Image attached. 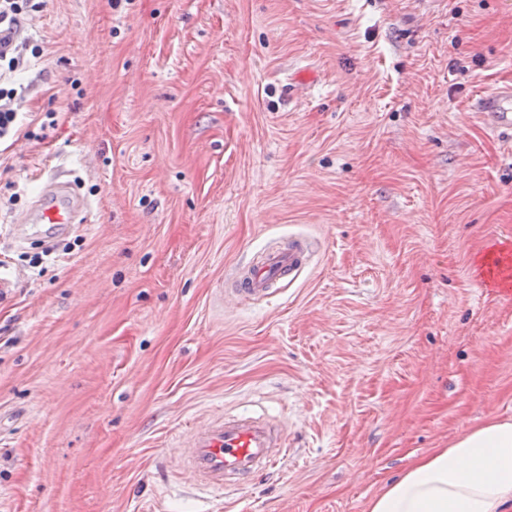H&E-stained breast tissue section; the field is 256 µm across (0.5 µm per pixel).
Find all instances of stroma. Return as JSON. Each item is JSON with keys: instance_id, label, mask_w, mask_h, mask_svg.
Returning <instances> with one entry per match:
<instances>
[{"instance_id": "stroma-1", "label": "stroma", "mask_w": 512, "mask_h": 512, "mask_svg": "<svg viewBox=\"0 0 512 512\" xmlns=\"http://www.w3.org/2000/svg\"><path fill=\"white\" fill-rule=\"evenodd\" d=\"M0 151V512H367L417 458L512 419V0H45ZM294 82L293 98L281 86ZM55 113V127L38 122ZM95 217L44 274L14 218L56 170ZM22 189L10 204L11 185ZM291 285L215 291L276 241ZM264 413L279 470L211 502L178 439ZM473 108L494 131L512 136V84L502 86L489 95L479 96L474 100ZM311 242L296 237L287 245L269 247L237 266L224 281L218 299L225 306L271 296L279 282L294 281L312 257Z\"/></svg>"}]
</instances>
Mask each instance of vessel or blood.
<instances>
[{
    "mask_svg": "<svg viewBox=\"0 0 512 512\" xmlns=\"http://www.w3.org/2000/svg\"><path fill=\"white\" fill-rule=\"evenodd\" d=\"M473 108L494 131L512 136V84L479 96ZM92 218L89 205L75 194L68 176L59 172L47 182L29 214L16 220L15 228L36 236L44 226L59 231L91 223ZM312 254V245L304 237L266 248L225 279L221 303L235 306L271 296L279 282L299 276ZM180 448L179 469L189 486L218 495L245 489L288 456L284 432L262 417L246 414L218 413L193 425Z\"/></svg>",
    "mask_w": 512,
    "mask_h": 512,
    "instance_id": "obj_1",
    "label": "vessel or blood"
}]
</instances>
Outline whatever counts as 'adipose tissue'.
Masks as SVG:
<instances>
[{
  "label": "adipose tissue",
  "instance_id": "1",
  "mask_svg": "<svg viewBox=\"0 0 512 512\" xmlns=\"http://www.w3.org/2000/svg\"><path fill=\"white\" fill-rule=\"evenodd\" d=\"M512 503V421L493 420L424 456L368 512H503Z\"/></svg>",
  "mask_w": 512,
  "mask_h": 512
}]
</instances>
